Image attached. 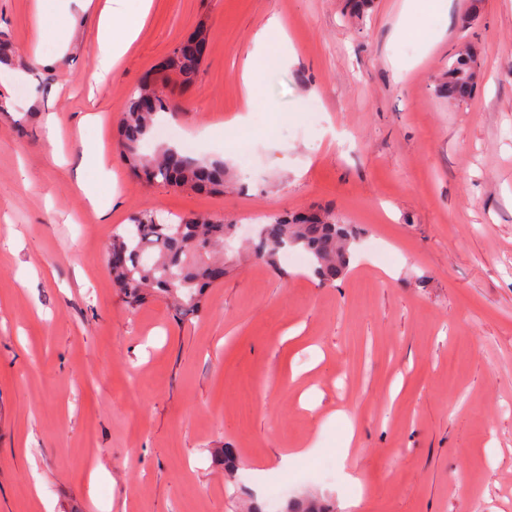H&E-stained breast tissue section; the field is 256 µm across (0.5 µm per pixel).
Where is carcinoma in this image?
<instances>
[{
    "mask_svg": "<svg viewBox=\"0 0 512 512\" xmlns=\"http://www.w3.org/2000/svg\"><path fill=\"white\" fill-rule=\"evenodd\" d=\"M203 60L173 51L168 71L183 87L195 84ZM476 84L473 55L461 54L448 68L440 91L463 100ZM169 109L164 88L140 84L125 103L119 123L118 149L133 173L144 172L148 181L169 187H189L199 193L222 194L224 162L194 159L174 147L153 155L142 153L155 117ZM233 225L209 214L174 220L146 208L130 217L129 227L112 237L107 266L125 303L134 308L148 300L165 302L179 319L198 315L207 289L216 280L211 268L224 264V246ZM300 247L312 257L315 275L322 282L339 278L348 269L351 238L344 221L331 210L277 217L261 225L252 242L253 252L268 264H278V255ZM216 466L231 474L238 469L232 448L210 449ZM288 512H329L328 505L314 498L295 500Z\"/></svg>",
    "mask_w": 512,
    "mask_h": 512,
    "instance_id": "obj_1",
    "label": "carcinoma"
}]
</instances>
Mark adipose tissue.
Instances as JSON below:
<instances>
[{"label": "adipose tissue", "mask_w": 512, "mask_h": 512, "mask_svg": "<svg viewBox=\"0 0 512 512\" xmlns=\"http://www.w3.org/2000/svg\"><path fill=\"white\" fill-rule=\"evenodd\" d=\"M151 0H140V10L135 14L116 12L111 4H103L99 13L98 33L90 47L92 64L85 73V83L90 89L103 88L115 62L121 58L135 40ZM451 0H413L396 32L405 37H415L432 43L433 32L427 26L428 17H436L439 26H447Z\"/></svg>", "instance_id": "adipose-tissue-1"}]
</instances>
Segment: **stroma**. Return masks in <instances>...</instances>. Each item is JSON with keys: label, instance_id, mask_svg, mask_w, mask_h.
Returning a JSON list of instances; mask_svg holds the SVG:
<instances>
[{"label": "stroma", "instance_id": "stroma-1", "mask_svg": "<svg viewBox=\"0 0 512 512\" xmlns=\"http://www.w3.org/2000/svg\"><path fill=\"white\" fill-rule=\"evenodd\" d=\"M404 5L373 0L359 21L346 0H153L92 94L96 13L49 64L37 28L55 16L0 0V42L27 66L0 86V512H250L276 485L332 512H512V0H452L431 46L396 36ZM273 18L287 39L250 96L242 65ZM200 27L199 79L167 81L143 151L223 161L219 195L142 185L117 149L130 94ZM464 47L480 78L456 101L438 83ZM80 178L114 189L108 219ZM324 206L355 237L336 282L248 249L268 217ZM146 208L236 224L194 319L112 286V236ZM221 445L236 474L212 465Z\"/></svg>", "mask_w": 512, "mask_h": 512}]
</instances>
